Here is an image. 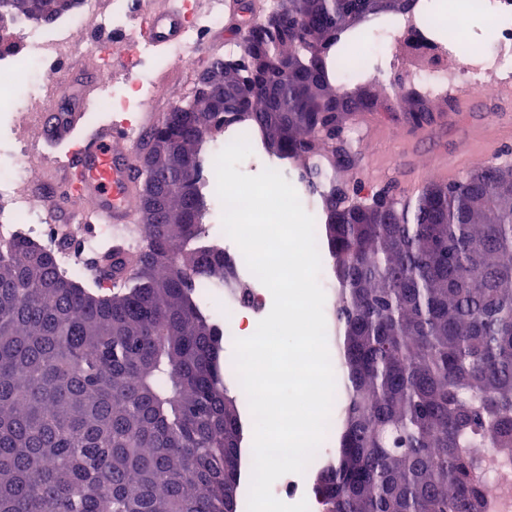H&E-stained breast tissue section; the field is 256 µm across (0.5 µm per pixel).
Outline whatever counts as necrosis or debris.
Instances as JSON below:
<instances>
[{
  "mask_svg": "<svg viewBox=\"0 0 512 512\" xmlns=\"http://www.w3.org/2000/svg\"><path fill=\"white\" fill-rule=\"evenodd\" d=\"M479 10L489 14L497 24V41L493 48H484L474 40L454 16L443 19L448 51L434 54L424 50L431 26L421 22L418 29L401 26L397 43H404L408 34H415L420 48L411 50L401 75L402 88H420L433 97H443L461 84L479 92L492 94L498 83L512 80V0H476ZM92 28H109L128 33L136 38L134 53L143 60H150V45L137 38V21L131 9V0H112L110 9H102L98 0H80L72 14L49 22L19 25L16 38L22 45L21 54L0 55V71L12 68L15 62L34 69L51 68L82 54L84 45L76 40L77 31ZM47 99L44 87L31 85L24 111H17L13 94L0 87V111L8 117L6 125H0V144L9 143L8 161H0V241L6 242L15 234L19 221L44 226L47 218L33 198L21 188L26 167L17 157L25 148L19 138V130L28 117L36 115ZM46 244H53L57 235L46 230ZM195 293L202 308L224 313V335L230 339L242 337L244 318L258 319L267 305L268 293L262 283H255L247 292L202 282Z\"/></svg>",
  "mask_w": 512,
  "mask_h": 512,
  "instance_id": "obj_1",
  "label": "necrosis or debris"
}]
</instances>
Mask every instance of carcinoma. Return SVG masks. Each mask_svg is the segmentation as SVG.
I'll list each match as a JSON object with an SVG mask.
<instances>
[{"mask_svg": "<svg viewBox=\"0 0 512 512\" xmlns=\"http://www.w3.org/2000/svg\"><path fill=\"white\" fill-rule=\"evenodd\" d=\"M53 0H0V16L51 21ZM420 0H288L212 59L242 89L198 96L140 144L134 258L117 242L84 285L18 233L0 244V512H238L242 423L223 338L193 293L244 290L204 237L208 136L248 125L324 221L334 262L338 448L318 474L324 512H486L512 479V180L487 162L409 195L366 188L351 136L363 112L421 127L417 90L340 86L342 41L414 18ZM112 281L109 294L98 292Z\"/></svg>", "mask_w": 512, "mask_h": 512, "instance_id": "cac0c4a2", "label": "carcinoma"}]
</instances>
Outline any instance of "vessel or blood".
<instances>
[{
  "instance_id": "obj_1",
  "label": "vessel or blood",
  "mask_w": 512,
  "mask_h": 512,
  "mask_svg": "<svg viewBox=\"0 0 512 512\" xmlns=\"http://www.w3.org/2000/svg\"><path fill=\"white\" fill-rule=\"evenodd\" d=\"M185 27L184 16L174 0H162L159 7L149 11L143 37L153 46H169L181 39ZM88 103L89 93L81 89L67 93L64 108L38 113L35 123L42 143L70 137L87 111ZM137 161L136 141L127 127L99 126L81 140L61 166L64 197L47 192L37 195L36 202L71 246H80L97 224H109L115 231H123L133 220L138 188ZM65 199L77 209L78 223H68L61 208Z\"/></svg>"
}]
</instances>
